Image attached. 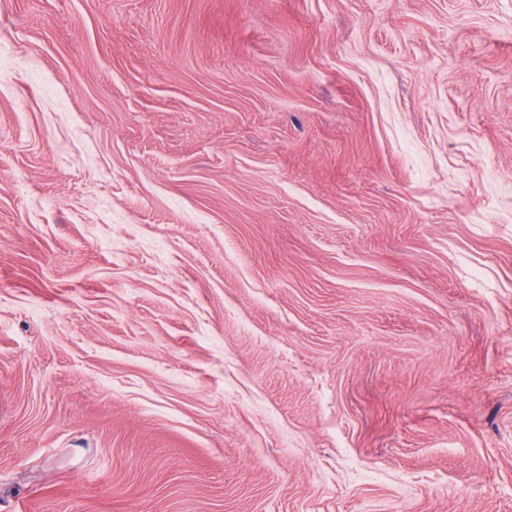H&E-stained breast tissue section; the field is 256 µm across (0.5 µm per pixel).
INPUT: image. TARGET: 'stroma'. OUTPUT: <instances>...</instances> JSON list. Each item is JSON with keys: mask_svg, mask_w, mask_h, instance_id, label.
<instances>
[{"mask_svg": "<svg viewBox=\"0 0 512 512\" xmlns=\"http://www.w3.org/2000/svg\"><path fill=\"white\" fill-rule=\"evenodd\" d=\"M0 512H512V0H0Z\"/></svg>", "mask_w": 512, "mask_h": 512, "instance_id": "1", "label": "stroma"}]
</instances>
